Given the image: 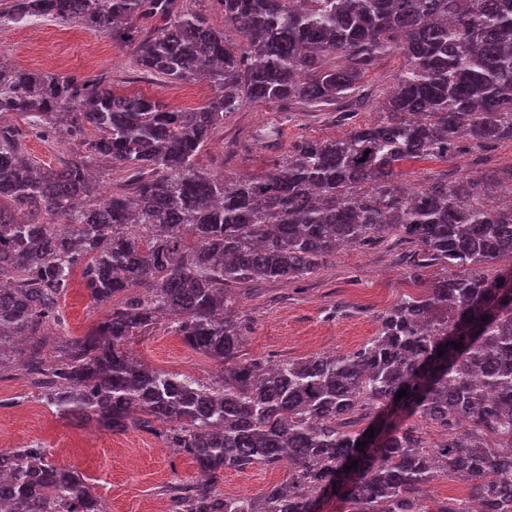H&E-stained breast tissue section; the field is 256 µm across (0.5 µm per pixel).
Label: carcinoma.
Masks as SVG:
<instances>
[{"instance_id":"carcinoma-1","label":"carcinoma","mask_w":512,"mask_h":512,"mask_svg":"<svg viewBox=\"0 0 512 512\" xmlns=\"http://www.w3.org/2000/svg\"><path fill=\"white\" fill-rule=\"evenodd\" d=\"M196 2L224 12V29L183 0H0V26L74 22L130 47L158 82L220 90L181 110L100 78L0 65V368L23 337L22 367L56 414L148 431L191 457L203 478L169 487L170 512H311L330 486L350 512H512V278L484 272L512 260V201L467 176L396 183L405 161L512 142V0ZM390 54L404 63L377 122L299 140L263 175L200 163L224 116L249 103L329 109ZM14 117L81 150L38 166ZM101 162L120 185L101 188ZM389 234L419 247L413 275L438 274L380 316L373 339L270 368L240 359L232 285L303 277ZM76 268L107 314L48 365L44 324L59 321ZM162 318L219 363V380L129 356L126 340ZM413 415L443 438L428 444ZM285 460L288 481L259 498L220 490L226 470ZM0 468V512H101L84 476L41 445L0 452ZM442 475L468 495L427 500Z\"/></svg>"}]
</instances>
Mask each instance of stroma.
Returning <instances> with one entry per match:
<instances>
[{"mask_svg": "<svg viewBox=\"0 0 512 512\" xmlns=\"http://www.w3.org/2000/svg\"><path fill=\"white\" fill-rule=\"evenodd\" d=\"M0 58L31 71L101 75L116 92L156 98L183 110L197 108L218 93L206 81L159 85L137 72L129 48L107 35L49 19L1 27ZM402 64L400 57H382L366 78L369 96L363 107L345 121L332 112L245 105L226 117L200 162L215 171L260 174L280 163L289 144L300 138L333 139L354 126L376 122L382 96L394 85ZM275 123L281 128L280 137L264 138L266 128ZM464 175L494 177L491 192L501 194L512 186V143L473 147L448 160L410 161L401 166L398 180L418 187ZM417 254L415 244L388 235L363 248H340L309 276L236 286L244 334L242 358L275 365L362 346L375 336L385 311L405 297L424 292L431 274L412 276ZM59 306L62 324L46 328L53 340L83 336L104 318V307L92 301L77 271ZM126 348L152 369L203 383L213 382L220 372L214 360L187 346L164 320L130 337ZM18 363V358H11L6 372L0 374V448L44 446L49 460L82 474L92 493L111 504L112 512H166V486L198 480L196 463L165 448L152 433L138 429L109 433L57 415L43 403ZM287 478V465L256 464L225 471L221 489L258 497Z\"/></svg>", "mask_w": 512, "mask_h": 512, "instance_id": "stroma-1", "label": "stroma"}]
</instances>
